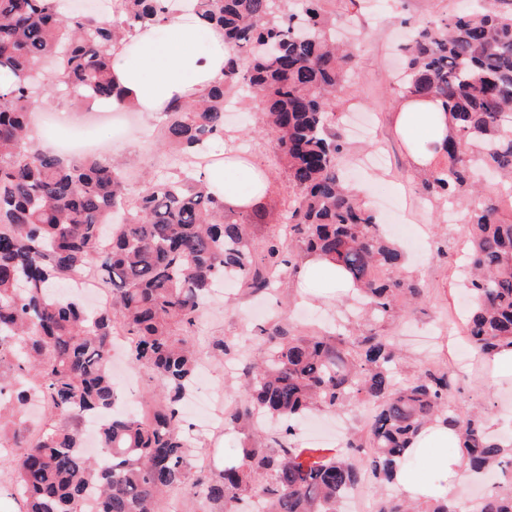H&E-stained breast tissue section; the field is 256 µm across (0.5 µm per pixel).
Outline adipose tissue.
<instances>
[{
	"label": "adipose tissue",
	"instance_id": "ef3b65f1",
	"mask_svg": "<svg viewBox=\"0 0 512 512\" xmlns=\"http://www.w3.org/2000/svg\"><path fill=\"white\" fill-rule=\"evenodd\" d=\"M136 44L135 56L121 50L113 54L112 80L121 95L110 101L112 110L132 108L151 116L166 110L172 102L204 92L221 76L224 34L204 28L195 15L172 17L162 23L157 33L143 31L137 35ZM395 123L408 148L412 167L418 171L431 169L435 158L432 146L448 133V118L440 104L430 99L404 100L396 112ZM237 165V160L228 158L220 167H204L201 176L225 204L242 209L262 195L267 177L262 170H251L250 191L241 193L232 176ZM299 277L303 284L319 289L324 296L346 292L352 286L339 265L320 256L311 257L301 268ZM459 476L458 458L445 457L435 460L432 478L421 480L401 473L396 485L411 500L453 502L457 499Z\"/></svg>",
	"mask_w": 512,
	"mask_h": 512
}]
</instances>
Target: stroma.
<instances>
[{
	"instance_id": "1",
	"label": "stroma",
	"mask_w": 512,
	"mask_h": 512,
	"mask_svg": "<svg viewBox=\"0 0 512 512\" xmlns=\"http://www.w3.org/2000/svg\"><path fill=\"white\" fill-rule=\"evenodd\" d=\"M458 5L459 0H394L391 7L379 11L365 4L352 5L351 0H330L328 5L339 31L352 41L357 63V79L349 100L336 112V128L350 148L345 170L357 173L356 187L381 217L405 221L406 232L397 238L407 257L405 273L426 290L423 300L405 319L379 328L401 347L400 371L405 375L458 362L455 344L438 346L431 339L447 336L449 320L464 312L460 272L464 229L462 223H449L446 206L424 196L395 132L397 45L403 19L426 25L453 13ZM39 104L32 123L35 146L44 147L69 129L91 124V134L105 144L106 155L124 168L128 202H135L145 177L162 178L182 165V155L166 142L163 115L138 116L134 126L118 136L108 124L91 122L88 113L73 111V99L67 94L43 95ZM239 106L240 113L231 116L224 128V141L268 176L265 197L270 216L266 223L251 229L255 249L261 252L273 238L288 236L285 201L290 189L273 140L262 131L260 99L245 98ZM304 296L298 277H290L268 295V312L256 319L252 310L257 297L239 288L214 295L203 306L194 340L202 348L211 338L221 337L246 353L257 345L256 340L243 337L242 331L248 327L289 324L310 335L334 333L339 324L355 327L346 298L308 303ZM457 387L460 413L480 405L487 407L492 428L502 434L512 433V386L501 385L480 360L473 358L458 378Z\"/></svg>"
}]
</instances>
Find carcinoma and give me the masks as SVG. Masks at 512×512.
<instances>
[{"label": "carcinoma", "instance_id": "carcinoma-1", "mask_svg": "<svg viewBox=\"0 0 512 512\" xmlns=\"http://www.w3.org/2000/svg\"><path fill=\"white\" fill-rule=\"evenodd\" d=\"M63 0H0V399L27 405L38 397L47 419L64 424L35 440L15 431L19 452L0 455L22 496L18 512H85L88 489L97 512H164L181 492L202 512H240L261 499L265 512H340L345 493L363 479L380 488L407 468L421 428L437 420L458 428L463 462L477 475L512 472V446L489 439L485 412L463 417L455 405L454 368L398 379L401 353L374 328L338 336H298L278 326L246 364L248 385L224 421L240 431L279 418L285 434L254 438L236 464L195 470L182 402L200 355L189 342L200 306L226 275L251 293L268 290L291 264L273 242L256 260L249 229L265 223L262 202L233 209L192 170L144 182L135 211L125 209L119 170L104 159L70 158L36 148L28 132L32 86L51 59L53 89L75 99L106 101L112 49L139 28L171 16L172 0H120L110 18L67 13ZM193 12L224 30L222 78L191 102L166 112L168 142L188 158L224 140L226 93L245 88L265 102L293 199L288 239L304 256H325L351 277L364 299L362 321L387 323L423 297L398 277L403 255L376 215L341 179L346 147L330 116L357 77L353 53L336 42L329 0H192ZM399 98L430 97L448 114L444 165L424 181L428 195L470 197L465 217L471 307L463 333L486 354L512 344V216L500 197L512 194V0H465L433 26H414L401 48ZM496 180L483 195L479 176ZM111 247L104 249V238ZM87 264L112 286V305L98 312L59 291ZM129 339L132 365L160 396L147 422L116 413L109 373L111 338ZM356 403L373 410L367 430L347 437L333 456L300 448L297 425L315 407ZM102 417L105 461L81 450L80 424ZM375 512H457L455 504L380 496ZM471 512H512V485L471 505Z\"/></svg>", "mask_w": 512, "mask_h": 512}]
</instances>
